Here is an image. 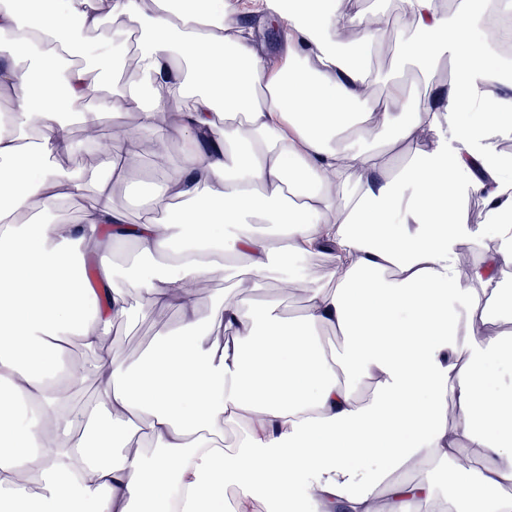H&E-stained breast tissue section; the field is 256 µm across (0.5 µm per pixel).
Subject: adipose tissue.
I'll return each instance as SVG.
<instances>
[{"label":"adipose tissue","mask_w":512,"mask_h":512,"mask_svg":"<svg viewBox=\"0 0 512 512\" xmlns=\"http://www.w3.org/2000/svg\"><path fill=\"white\" fill-rule=\"evenodd\" d=\"M393 2L412 36L394 39L347 0H239L278 24L272 54L228 22L225 0H0L13 58L0 88L14 93L0 116V512H257L266 498L279 512L302 500L309 512H439L434 475L465 447L481 466L448 512H512V378L492 372L512 375V335L496 329L512 323V155L490 144L512 123V73L492 66L487 30L512 0ZM108 18L136 41L133 80L104 95L98 65L125 51L93 40ZM392 39L428 91L394 80L375 92L369 60ZM61 52L86 63L60 69ZM127 111L136 135L182 148L134 223L112 203L130 149L97 174L60 163L77 148L72 123ZM464 114L448 147L443 131ZM89 186L79 223H54ZM472 196L491 224H466ZM463 240L479 251L465 269ZM124 246L138 256L126 267L113 258ZM326 250L332 268L297 317L228 293L217 332L185 288L228 259L245 258L256 281ZM132 288L180 321L129 364L106 343ZM73 339L99 355L86 405L58 392L77 383ZM413 461L422 478L407 477Z\"/></svg>","instance_id":"ef3b65f1"}]
</instances>
